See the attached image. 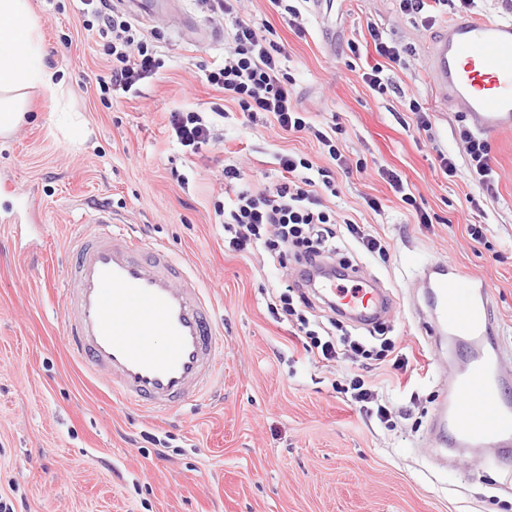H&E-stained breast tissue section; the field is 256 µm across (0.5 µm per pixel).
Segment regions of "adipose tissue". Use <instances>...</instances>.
I'll use <instances>...</instances> for the list:
<instances>
[{
	"instance_id": "1",
	"label": "adipose tissue",
	"mask_w": 512,
	"mask_h": 512,
	"mask_svg": "<svg viewBox=\"0 0 512 512\" xmlns=\"http://www.w3.org/2000/svg\"><path fill=\"white\" fill-rule=\"evenodd\" d=\"M47 95V108L73 140L88 133L84 119L63 109L64 81L45 62L39 24L29 0H0V138L11 137L25 118L29 91Z\"/></svg>"
}]
</instances>
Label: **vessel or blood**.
Segmentation results:
<instances>
[{"mask_svg":"<svg viewBox=\"0 0 512 512\" xmlns=\"http://www.w3.org/2000/svg\"><path fill=\"white\" fill-rule=\"evenodd\" d=\"M427 66L435 95L464 113L477 134L512 132V18H455L432 38ZM62 311L70 357L107 380L114 399L163 415L222 384L214 307L200 279L165 246L133 237L99 206L70 237ZM429 293L430 333L467 346L469 356L442 398L435 424L455 448L512 447V401L504 355L490 344L491 291L444 258L417 265ZM337 275L316 286L360 322L392 310L386 291L361 285L341 291Z\"/></svg>","mask_w":512,"mask_h":512,"instance_id":"1","label":"vessel or blood"}]
</instances>
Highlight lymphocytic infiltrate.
Returning a JSON list of instances; mask_svg holds the SVG:
<instances>
[{"label":"lymphocytic infiltrate","instance_id":"f902f5d3","mask_svg":"<svg viewBox=\"0 0 512 512\" xmlns=\"http://www.w3.org/2000/svg\"><path fill=\"white\" fill-rule=\"evenodd\" d=\"M81 14L97 16L101 31L109 35L108 54L112 68L108 78L100 79L101 91L136 93L139 81L156 75L165 65L156 45L131 21L120 14L106 15L100 0H77ZM215 18L233 21V47L221 62L207 69V82L221 89L225 99L248 114H269L278 127L289 134H311L327 152L332 165L314 166L304 155L280 152L275 160L284 178L269 188L244 187L238 190L230 209H217L228 246L239 253L260 251L274 265L293 255L298 270L295 277L279 285L271 298V308L281 309L304 338L307 355L332 363L354 361L365 356L363 342L351 334L336 337L320 332L309 318L312 307L308 286L311 274L323 260L339 254L347 242H356L369 255H384L387 247L381 238L365 232L354 221H346V236L336 233V213L323 205L320 190L335 191L337 173H349L335 132L313 127L295 103L292 80L281 60L282 49L239 14V0H203ZM173 141L186 153H198L213 138V125L199 112H174L169 118ZM464 144L465 170H458L454 156L444 155L440 166L450 176L463 173L469 185L493 192L498 175L491 164L489 143L470 130L460 132Z\"/></svg>","mask_w":512,"mask_h":512}]
</instances>
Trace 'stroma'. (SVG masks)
<instances>
[{"label": "stroma", "mask_w": 512, "mask_h": 512, "mask_svg": "<svg viewBox=\"0 0 512 512\" xmlns=\"http://www.w3.org/2000/svg\"><path fill=\"white\" fill-rule=\"evenodd\" d=\"M29 2L46 61L65 79L67 109L85 117L90 134L70 140L34 91L28 121L0 139V182L13 185L14 209L37 218L18 240L0 223V500L17 512H512V455L458 460L421 444L451 371L412 298L414 264L445 257L484 278L496 339L512 352V133L491 139L499 180L471 205L463 180L439 167L443 154L464 163L465 120L442 110L427 81L432 29L397 0H333L321 9L300 0L297 27L271 0L243 2V18L284 46L299 107L314 125L342 129L337 145L354 171L337 174L323 204L386 242V257L352 245L343 258L396 300L381 327L395 349L362 369L392 412L388 429L341 391L340 368L312 363L291 325L270 312L267 258L224 245L215 207L239 189L225 182L226 166L263 186L281 178L277 152L327 163L313 137L283 134L264 114L248 120L207 83L206 67L233 45L231 24L197 0L136 19L144 33L159 31L165 65L139 82V95H104L98 80L110 63L97 20L81 17L73 0ZM373 27L402 49L400 63L384 69L393 89L383 94L362 80L374 51L355 57L347 49L369 42ZM413 99L428 109L429 131L418 130ZM193 111L213 119L218 140L188 155L167 128L171 113ZM384 169L401 176L416 206L391 189ZM371 198L379 210L368 207ZM95 203L140 238L165 244L210 290L224 340L216 397L155 419L114 403L104 380L69 357L60 282L71 229L89 222ZM418 206L430 223H417ZM471 224L486 226V243L470 238ZM400 355L407 371L394 365Z\"/></svg>", "instance_id": "35a3bbf8"}]
</instances>
